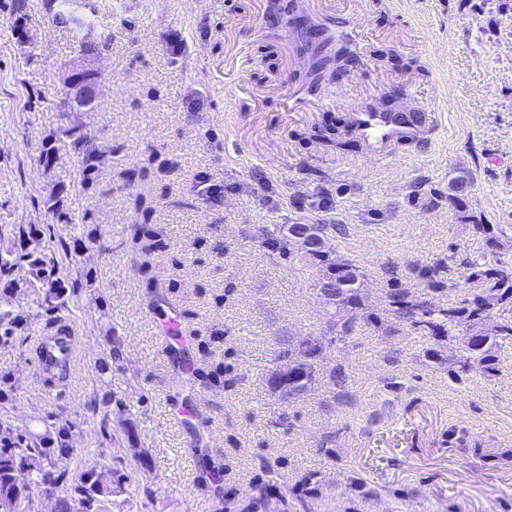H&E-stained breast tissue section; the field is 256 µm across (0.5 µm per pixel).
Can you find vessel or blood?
<instances>
[{
    "mask_svg": "<svg viewBox=\"0 0 512 512\" xmlns=\"http://www.w3.org/2000/svg\"><path fill=\"white\" fill-rule=\"evenodd\" d=\"M351 122L354 133L361 138L368 154L380 158L389 155L396 145L420 141L439 129V115L435 112L429 114L427 123L419 125L404 112L355 110L351 113ZM78 350V338L74 335L69 336L65 343L49 347L46 361L36 364L37 377H44L45 365L49 362L76 366Z\"/></svg>",
    "mask_w": 512,
    "mask_h": 512,
    "instance_id": "b4317fda",
    "label": "vessel or blood"
}]
</instances>
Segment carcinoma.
Wrapping results in <instances>:
<instances>
[{
    "instance_id": "obj_1",
    "label": "carcinoma",
    "mask_w": 512,
    "mask_h": 512,
    "mask_svg": "<svg viewBox=\"0 0 512 512\" xmlns=\"http://www.w3.org/2000/svg\"><path fill=\"white\" fill-rule=\"evenodd\" d=\"M323 33V29H300L299 48L312 60L314 72L322 62L318 54L330 42L329 37H321ZM64 139L82 154L84 184H93L95 175L107 163L108 157L96 151L89 143L90 137L77 125L65 128L55 137L57 141ZM468 185L470 178L464 172L452 178L449 200L458 206L463 205ZM45 204L53 213L55 223L41 228L14 224L9 230V244L0 247V289L12 292L21 287L12 274V267L15 262L24 261L29 275L25 284L38 290V307L50 316L48 329L65 334L68 327L60 319V314L70 311V295L84 284L89 287L94 285L88 273L80 279L72 277L73 257L77 255L83 239L97 243L100 236L96 228L85 224L84 238H75L73 243H68L58 236L56 226L72 224V216L63 211L60 199L54 194L47 198ZM37 238L47 242V245L42 248L33 245ZM133 240L145 256V269L149 268L150 256L166 248L162 233L154 224L135 225ZM265 243L272 251L286 248L288 234L285 227L278 225L272 232L266 233ZM311 258L321 268V279L328 282L325 302L330 310L321 335L289 336L280 342L274 361L284 362L288 375L281 377L273 371L267 382L273 395L288 402L308 391L310 375L324 363L325 346L346 341L359 328L354 310L362 305L364 273L354 263L332 259L328 254L315 252ZM472 279L474 287L446 307H438L430 300L406 290H394L387 294L396 317L426 337L438 338L452 345L457 339L456 332L462 329L467 331L460 346L452 347L448 355L449 372L457 380L474 372L490 376L497 374L495 349L498 340L512 337V316L504 315V312L512 309V264L498 259L496 264H485L482 269L473 272ZM25 325L20 314L12 309L0 308V346L13 345ZM181 362L184 372L207 389H226L234 384V381L224 379L225 366L222 362L207 372L197 366L186 351ZM326 371L332 387L338 389L340 395H347V375L342 365L330 364L326 366ZM7 384V378L0 379V496L20 491L23 497L15 500L13 507H25L28 512H37L34 509V495L48 486L55 499V512H76L75 505L79 502L88 503L93 512H105L112 496L129 493L124 483L119 481L114 484L112 477L104 473L70 476L53 469L47 449L55 448L61 455L68 454L72 432L79 422L59 413L47 416L41 433L18 429L8 417ZM278 480L284 482L286 478L277 474L268 480H256L252 485L253 496L246 504L223 493L217 494L215 512H256L265 503L270 484Z\"/></svg>"
}]
</instances>
